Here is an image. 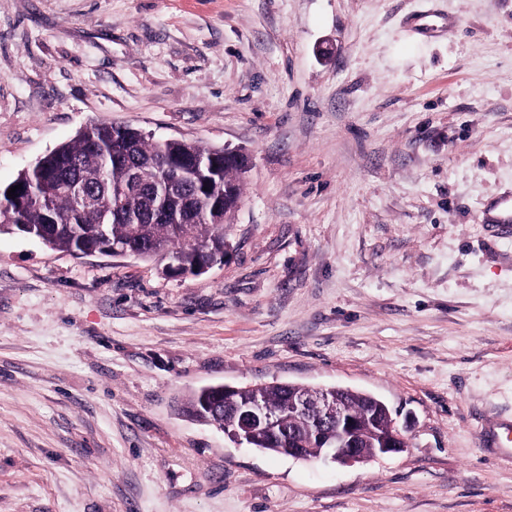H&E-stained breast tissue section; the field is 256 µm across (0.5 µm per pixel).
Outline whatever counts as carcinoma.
<instances>
[{"mask_svg":"<svg viewBox=\"0 0 512 512\" xmlns=\"http://www.w3.org/2000/svg\"><path fill=\"white\" fill-rule=\"evenodd\" d=\"M120 142L126 152L124 162L112 159V148ZM190 152L224 160L222 148L177 139L161 143L137 134L134 128L98 122L40 158L36 163L39 174L20 173L0 191V202L10 206V229L35 237L51 248L86 255L101 244L104 229L111 241L126 246L137 257L172 259L180 271L186 272L201 261L216 257L224 247L226 224L210 214V200L219 198L225 205L226 217H231L242 197L243 172L235 166L219 168L206 191L201 180L176 185L166 196L170 216L160 218L149 199L159 162ZM131 167L140 172L138 185L130 184ZM64 180H76L87 187L94 196L93 204L86 207L75 194L61 190L58 183ZM17 185L20 189L8 196L7 191ZM128 214L137 216L138 221L129 223ZM299 391L296 386L278 382L239 388L226 395L221 386L203 388L189 396L182 411L198 420L211 418L231 430L237 426L234 407L259 399L278 415L279 425L272 434L255 432L252 447L271 452L288 447L297 438L308 447L307 457L316 459L320 428L285 411L287 396ZM345 399L360 425L361 446L375 447V432L388 426L392 419L388 407L366 393L348 390Z\"/></svg>","mask_w":512,"mask_h":512,"instance_id":"1","label":"carcinoma"}]
</instances>
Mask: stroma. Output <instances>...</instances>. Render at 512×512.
I'll list each match as a JSON object with an SVG mask.
<instances>
[{
    "label": "stroma",
    "instance_id": "35a3bbf8",
    "mask_svg": "<svg viewBox=\"0 0 512 512\" xmlns=\"http://www.w3.org/2000/svg\"><path fill=\"white\" fill-rule=\"evenodd\" d=\"M247 155L224 258L0 231V512H512V0H0V188L97 121ZM340 386L408 446H238L209 385Z\"/></svg>",
    "mask_w": 512,
    "mask_h": 512
}]
</instances>
